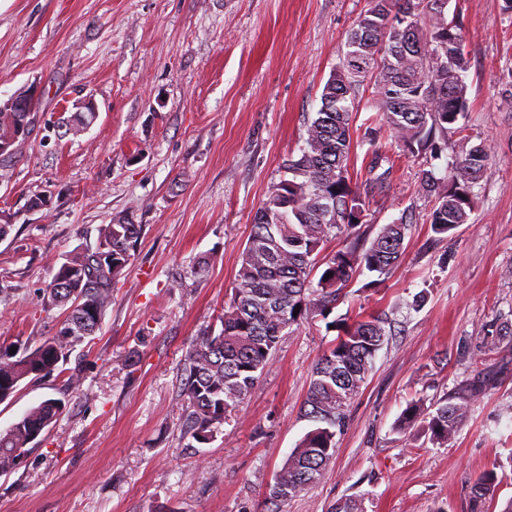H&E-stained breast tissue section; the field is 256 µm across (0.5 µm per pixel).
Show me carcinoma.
<instances>
[{"mask_svg":"<svg viewBox=\"0 0 512 512\" xmlns=\"http://www.w3.org/2000/svg\"><path fill=\"white\" fill-rule=\"evenodd\" d=\"M448 4L427 0L423 11L415 0H370L358 17L347 50L323 87L321 108L306 128L300 154L284 163L288 177L272 187L254 215L220 328L205 330L185 351L178 394L185 447L214 440L271 363L285 330L318 316L327 319L355 275L365 270L383 274L404 251L408 224L403 219L382 225L369 242L356 231L365 223L368 194L387 189L380 174L369 180L363 194L348 172L353 103L365 78L373 79L377 93L372 123L423 164L421 187L433 200L432 232L446 237L469 220L473 188L493 151L485 142L469 145L468 52L462 21L457 14L448 15ZM94 120L92 112H75L61 126L65 134L78 136ZM35 121L34 111L0 112V141L13 139L21 124L26 125L21 137L28 136ZM450 132L459 136L461 150L448 175L438 177L432 161L448 149ZM142 232L140 224H104L95 245L58 267L41 301L47 310L63 309L61 327L19 355L0 352V402L27 380L64 373L61 363L102 324L112 305V285L135 258ZM339 236L346 244L322 254ZM316 270L320 274L314 280ZM389 324L385 312L331 321L336 338L318 358L301 406L313 427L275 471L263 493L262 512H283L289 500L320 483L335 453L336 430L362 394ZM485 336L491 351L499 337L512 336V322L491 326ZM481 392L475 386L426 408L416 402L405 409L399 430L419 425L432 440L446 442L465 423ZM64 410V401L47 399L0 431V474L12 472ZM500 481L494 468L477 478L471 512H489Z\"/></svg>","mask_w":512,"mask_h":512,"instance_id":"obj_1","label":"carcinoma"}]
</instances>
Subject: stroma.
<instances>
[{"mask_svg":"<svg viewBox=\"0 0 512 512\" xmlns=\"http://www.w3.org/2000/svg\"><path fill=\"white\" fill-rule=\"evenodd\" d=\"M369 0H11L0 12V99L36 91L33 134L0 169V348L53 335L61 309L40 299L56 268L95 244L101 225H143L102 327L65 367L0 403V430L60 398L66 412L7 475L0 512H257L259 493L310 429L300 412L324 321L286 330L259 382L214 440L185 447L175 406L182 359L235 285L256 210L298 154L321 91ZM467 36L468 126L492 162L466 224L441 239L420 163L393 145L387 193L360 233L408 217L406 249L386 275H357L333 318L388 313L391 334L336 434L321 482L286 512H470L473 482L504 467L491 505L512 500V336L484 351L485 325L512 320V13L504 0H451ZM98 107L81 135L62 113ZM356 97L349 175L369 176L368 118ZM206 261L204 277L193 267ZM421 307H412L416 294ZM138 350L135 365L128 351ZM482 384L446 443L395 423L409 403Z\"/></svg>","mask_w":512,"mask_h":512,"instance_id":"obj_1","label":"stroma"}]
</instances>
